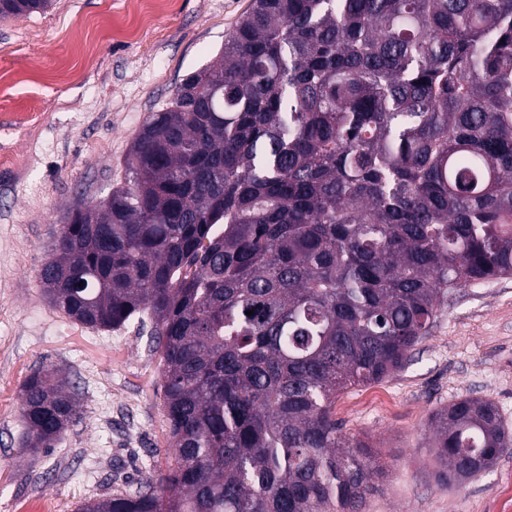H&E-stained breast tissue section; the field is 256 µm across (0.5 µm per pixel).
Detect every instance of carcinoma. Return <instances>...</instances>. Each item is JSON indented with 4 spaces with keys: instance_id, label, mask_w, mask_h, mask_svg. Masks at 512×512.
Returning a JSON list of instances; mask_svg holds the SVG:
<instances>
[{
    "instance_id": "cac0c4a2",
    "label": "carcinoma",
    "mask_w": 512,
    "mask_h": 512,
    "mask_svg": "<svg viewBox=\"0 0 512 512\" xmlns=\"http://www.w3.org/2000/svg\"><path fill=\"white\" fill-rule=\"evenodd\" d=\"M124 168L39 279L85 327L150 319L175 463L78 512H360L384 469L336 395L401 370L449 290L512 276V0H253ZM20 413L47 453L81 404L46 368ZM430 428L450 487L512 450L486 398Z\"/></svg>"
}]
</instances>
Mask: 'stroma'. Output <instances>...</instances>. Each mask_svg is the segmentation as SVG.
I'll use <instances>...</instances> for the list:
<instances>
[{
    "label": "stroma",
    "instance_id": "obj_1",
    "mask_svg": "<svg viewBox=\"0 0 512 512\" xmlns=\"http://www.w3.org/2000/svg\"><path fill=\"white\" fill-rule=\"evenodd\" d=\"M252 0H173L137 37L129 0H53L0 22V512H76L172 465L159 356L135 328L99 331L54 310L39 273L69 211L124 177L144 121L216 63ZM61 371L82 405L50 453L22 450L21 387ZM491 399L512 424V276L458 288L405 367L340 395L344 434L388 469L363 512H512V453L458 487L435 478L430 415Z\"/></svg>",
    "mask_w": 512,
    "mask_h": 512
}]
</instances>
